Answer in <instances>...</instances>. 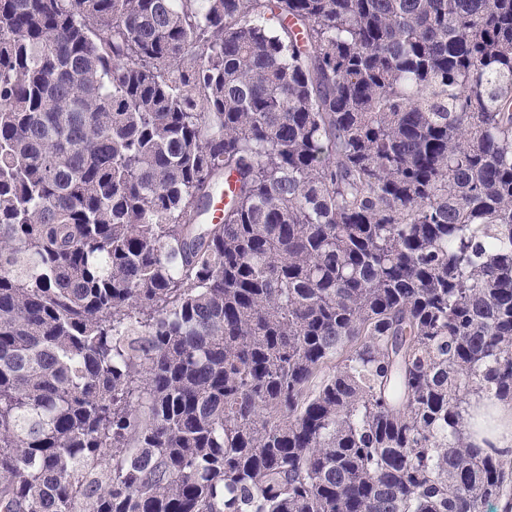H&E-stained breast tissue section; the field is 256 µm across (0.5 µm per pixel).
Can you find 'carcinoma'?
Here are the masks:
<instances>
[{
  "label": "carcinoma",
  "mask_w": 512,
  "mask_h": 512,
  "mask_svg": "<svg viewBox=\"0 0 512 512\" xmlns=\"http://www.w3.org/2000/svg\"><path fill=\"white\" fill-rule=\"evenodd\" d=\"M476 398L512 0H0V512H512Z\"/></svg>",
  "instance_id": "carcinoma-1"
}]
</instances>
